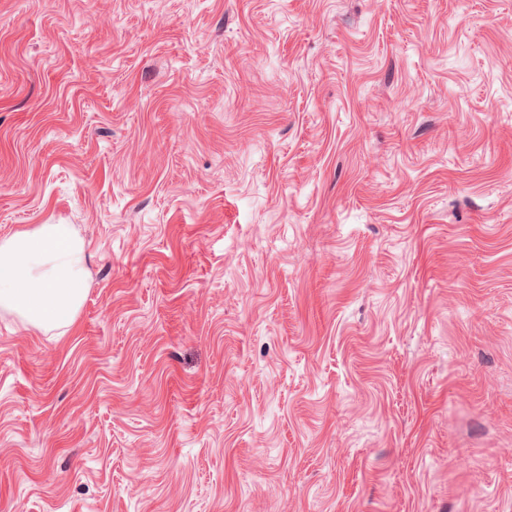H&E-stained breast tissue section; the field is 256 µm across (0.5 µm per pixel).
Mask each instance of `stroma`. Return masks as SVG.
Listing matches in <instances>:
<instances>
[{"label":"stroma","mask_w":512,"mask_h":512,"mask_svg":"<svg viewBox=\"0 0 512 512\" xmlns=\"http://www.w3.org/2000/svg\"><path fill=\"white\" fill-rule=\"evenodd\" d=\"M0 512H512V0H0ZM87 244L69 224H38L0 240V310L25 327L69 329L85 297Z\"/></svg>","instance_id":"stroma-1"}]
</instances>
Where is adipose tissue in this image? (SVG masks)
Masks as SVG:
<instances>
[{
    "label": "adipose tissue",
    "mask_w": 512,
    "mask_h": 512,
    "mask_svg": "<svg viewBox=\"0 0 512 512\" xmlns=\"http://www.w3.org/2000/svg\"><path fill=\"white\" fill-rule=\"evenodd\" d=\"M87 244L67 224L0 239V311L26 327L70 328L85 297Z\"/></svg>",
    "instance_id": "ef3b65f1"
}]
</instances>
